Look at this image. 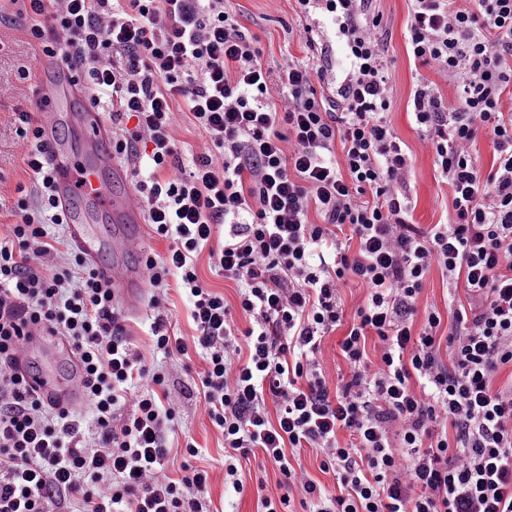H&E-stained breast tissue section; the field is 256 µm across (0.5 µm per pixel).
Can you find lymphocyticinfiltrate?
<instances>
[{
    "mask_svg": "<svg viewBox=\"0 0 512 512\" xmlns=\"http://www.w3.org/2000/svg\"><path fill=\"white\" fill-rule=\"evenodd\" d=\"M11 2L35 55L77 67L92 103L106 104L114 155L154 171L134 198L169 243L145 263L154 347L173 361L202 358L199 405L224 439L234 489H244L241 460L259 454L288 488L277 500L258 495L259 512H284L294 491L312 512H512V385L496 384L512 366V0H411L415 60L460 79L451 103L424 81L413 94L454 212L427 230L412 220L413 160L385 117L393 84L373 0H295L299 17L329 18L346 49L348 71L322 92L316 61L271 76L224 0ZM179 112L202 137L188 167L173 136ZM20 121L35 190L20 193L0 235V512L49 502L66 512L74 498L83 512H205L206 470L164 472L177 418L171 374L135 351L111 282L48 233L64 221L55 177L41 126L27 112ZM481 131L493 148L487 172L472 151ZM312 211L321 223H309ZM345 231L355 248L340 242ZM204 251L240 282L251 326L238 328L201 280ZM435 266L471 297L445 337L435 310L412 329ZM352 281L368 295L340 343L348 379L332 392L317 355L343 323L340 290ZM173 284L191 303L193 335L168 320ZM38 328L77 352L94 442L79 414L46 405L13 371ZM305 448L321 454L334 490L294 468Z\"/></svg>",
    "mask_w": 512,
    "mask_h": 512,
    "instance_id": "lymphocytic-infiltrate-1",
    "label": "lymphocytic infiltrate"
}]
</instances>
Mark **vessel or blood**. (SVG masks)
<instances>
[{"mask_svg": "<svg viewBox=\"0 0 512 512\" xmlns=\"http://www.w3.org/2000/svg\"><path fill=\"white\" fill-rule=\"evenodd\" d=\"M41 76L48 82L45 98L47 120L42 127V147L53 168L58 188L59 202L66 214L73 249L91 264L99 276L110 280L127 306H138L145 279V265L129 264L127 256L141 253V215L130 195H117L111 181H105L103 171H112L114 178H123L110 146L111 132L91 104H84L81 123L85 131V144L96 156L95 163L78 160L72 146L59 137V127L65 112L71 111L79 92L78 77L73 69L60 66L53 58H45ZM97 207L101 219L121 224L115 236L117 261L101 259V239L89 224V207ZM54 337L40 329L25 337L19 346L14 364L15 371L26 381L28 388L41 396L48 405L65 410L85 406L86 397L80 386L82 369L74 367L69 385H62L51 370L30 371L27 363L35 345L53 342Z\"/></svg>", "mask_w": 512, "mask_h": 512, "instance_id": "vessel-or-blood-1", "label": "vessel or blood"}]
</instances>
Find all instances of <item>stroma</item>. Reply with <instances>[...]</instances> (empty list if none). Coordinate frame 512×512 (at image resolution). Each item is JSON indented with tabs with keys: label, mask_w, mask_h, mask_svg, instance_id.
<instances>
[{
	"label": "stroma",
	"mask_w": 512,
	"mask_h": 512,
	"mask_svg": "<svg viewBox=\"0 0 512 512\" xmlns=\"http://www.w3.org/2000/svg\"><path fill=\"white\" fill-rule=\"evenodd\" d=\"M227 7L236 13L240 23L257 36L261 60L271 72H279L286 60L308 59L302 22L296 16L294 0H227ZM408 0H376L375 13L381 20L383 53L391 75L394 97L387 120L396 135L408 146L414 167L409 180V195L413 203V221L422 228L447 223L452 214L451 195L433 167V159L422 131L415 126L410 114V100L417 79L433 82L435 92L444 101H454L458 80L443 77L421 66L406 49L404 38L408 17ZM16 8L10 0H0V205L5 212L0 222L10 223L7 212L15 197L17 184L32 185L33 177L22 162L23 149L17 130L19 112L36 113L33 90L39 77L20 79L17 69L32 53L34 40L27 23L15 22ZM463 283L453 282L439 268H432L417 299L415 327H422L428 311L442 315V332H449L452 313L466 303ZM203 368L201 359H192L189 369L175 367L173 376L180 386L172 394V403L179 415V425L168 435L169 453L166 473L176 478L185 460L183 443L192 438L199 453L192 465L207 470L209 487L207 505L210 512H257L255 488L264 484L265 495L277 498L286 494L280 486L281 476L274 466H262L260 459L243 461L239 477L243 492H235L224 480V439L202 413L198 400L190 390L191 376Z\"/></svg>",
	"instance_id": "35a3bbf8"
}]
</instances>
